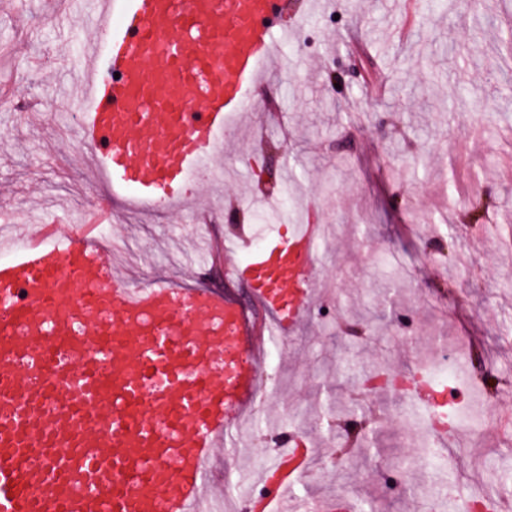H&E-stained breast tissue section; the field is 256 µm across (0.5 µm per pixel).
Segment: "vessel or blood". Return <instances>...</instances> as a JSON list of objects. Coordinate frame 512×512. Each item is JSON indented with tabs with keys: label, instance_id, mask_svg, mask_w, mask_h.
Here are the masks:
<instances>
[{
	"label": "vessel or blood",
	"instance_id": "obj_1",
	"mask_svg": "<svg viewBox=\"0 0 512 512\" xmlns=\"http://www.w3.org/2000/svg\"><path fill=\"white\" fill-rule=\"evenodd\" d=\"M286 0H83L105 30L84 40L86 107L73 127L96 180L138 209L186 211L191 171L217 179L224 131L247 111ZM323 227L228 264L251 307L211 288L130 287L80 233L0 261V512H205L211 460L264 390L263 351L312 307ZM317 455L289 436L264 493L275 512Z\"/></svg>",
	"mask_w": 512,
	"mask_h": 512
}]
</instances>
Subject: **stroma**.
<instances>
[{
    "label": "stroma",
    "instance_id": "stroma-1",
    "mask_svg": "<svg viewBox=\"0 0 512 512\" xmlns=\"http://www.w3.org/2000/svg\"><path fill=\"white\" fill-rule=\"evenodd\" d=\"M309 18L277 42L266 84L250 111L225 131L224 178L210 185L211 221L112 210L111 232L136 253L131 284L194 274L171 262L198 232L240 233L262 241L291 224H321V271L311 317L276 360L265 361L263 406L227 442L217 464L235 489L262 492L257 476L272 453L266 432L297 430L323 452L325 476L297 493L304 505L336 493L376 496V512H428V503L390 491L386 470L404 484L435 490V512H457L479 489L494 512L512 504V444L490 423L488 400L512 414V90L500 75L498 27L512 23V0H288ZM72 0H0V213L14 224L70 231L80 211L107 206L90 180L82 148L63 138L67 118L45 115L46 98L72 88L84 33L97 27ZM340 73L332 87L329 71ZM457 185L449 194V185ZM494 202L480 228L464 220L474 197ZM472 263L445 262L429 249L447 225ZM378 320L367 340L345 332L363 309ZM461 339L502 383L471 396L458 421L482 426L460 437L438 467L422 458L425 420L398 392L360 395L361 377L404 376L441 345ZM362 408L386 440L384 452L336 460L338 408Z\"/></svg>",
    "mask_w": 512,
    "mask_h": 512
}]
</instances>
